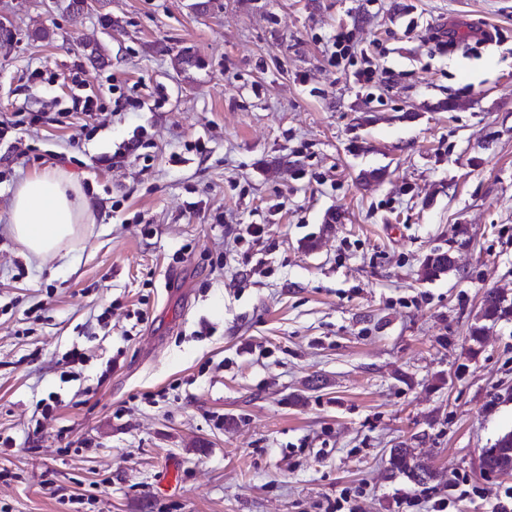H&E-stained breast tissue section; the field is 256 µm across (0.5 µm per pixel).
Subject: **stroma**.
I'll list each match as a JSON object with an SVG mask.
<instances>
[{"mask_svg": "<svg viewBox=\"0 0 512 512\" xmlns=\"http://www.w3.org/2000/svg\"><path fill=\"white\" fill-rule=\"evenodd\" d=\"M68 2L0 0V117L47 118L0 179V512H425L448 488L391 476L398 446L489 512L512 321L466 336L512 293V0ZM135 131L150 168L97 164ZM45 168L94 221L40 263L4 224ZM438 248L456 271L421 280ZM73 88L71 95L72 109L80 111L82 114L92 118L97 113L94 112L96 103L90 95H84L81 91L83 90L84 83L78 80V76L73 77ZM512 320V297L500 290H490L483 297L481 306L469 327V355L474 358L480 353L484 336L488 330L501 321Z\"/></svg>", "mask_w": 512, "mask_h": 512, "instance_id": "1", "label": "stroma"}]
</instances>
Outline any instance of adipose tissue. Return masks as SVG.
<instances>
[{
  "mask_svg": "<svg viewBox=\"0 0 512 512\" xmlns=\"http://www.w3.org/2000/svg\"><path fill=\"white\" fill-rule=\"evenodd\" d=\"M93 221L80 186L66 172L47 168L14 190L6 230L31 260L42 261L70 253L82 225Z\"/></svg>",
  "mask_w": 512,
  "mask_h": 512,
  "instance_id": "1",
  "label": "adipose tissue"
}]
</instances>
